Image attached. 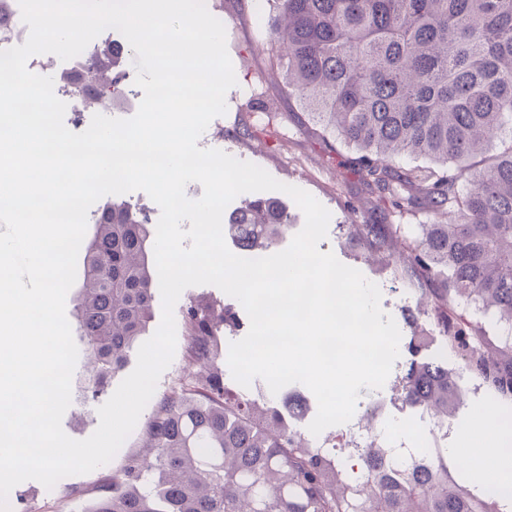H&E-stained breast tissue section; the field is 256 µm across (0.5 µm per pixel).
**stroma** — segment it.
Returning a JSON list of instances; mask_svg holds the SVG:
<instances>
[{"label":"stroma","mask_w":512,"mask_h":512,"mask_svg":"<svg viewBox=\"0 0 512 512\" xmlns=\"http://www.w3.org/2000/svg\"><path fill=\"white\" fill-rule=\"evenodd\" d=\"M256 1L259 0H205L208 11L225 27L237 84L226 94L223 128L207 127L201 145L254 163L276 180L309 192L325 206L331 218L328 234L319 244L320 251L333 252L342 263L358 269L376 283L381 290L383 311L393 317L402 338H409L412 329L404 313L415 307L418 293L410 278L402 274L408 264L406 251L395 241L385 257L365 261L361 247L350 239L345 226L354 220L362 224L387 222L402 225L404 236L411 237L418 225L425 223L426 216L393 210L373 186L359 177L351 162L352 150L325 133L303 112L297 99L289 95L267 44L273 0H260L264 3L260 10L255 7ZM422 356L427 360L447 359L464 395L463 403L448 420L447 430L427 428L422 422L423 410L407 408L397 400V379L410 361L405 349L401 350L383 388L360 389L351 424L371 426L376 434L391 435L411 448L419 442L428 448H447L449 471L456 479L467 482L471 475L459 456L470 448L468 437L476 410L490 409L499 417L500 445L507 448V457L512 460V402L493 399L474 376L462 369L460 361L448 358L443 338H434ZM85 375L84 362H77L72 402L62 419L64 432L74 439L87 438L96 430L98 407L120 383L119 377H111L106 393L91 399L84 395ZM224 384L243 398L283 409L288 406L289 395H299L305 410L300 416L288 417L287 422L302 434L317 413L314 395L299 383L289 384L275 394L260 378L246 388L228 374ZM153 410V405H146L135 429L108 464L87 474L62 478L50 490L35 480L20 483L28 512H88L111 484L113 474L121 470L126 457L142 451L145 424Z\"/></svg>","instance_id":"35a3bbf8"}]
</instances>
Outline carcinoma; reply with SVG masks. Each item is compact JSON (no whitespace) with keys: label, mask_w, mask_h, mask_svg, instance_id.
I'll return each instance as SVG.
<instances>
[{"label":"carcinoma","mask_w":512,"mask_h":512,"mask_svg":"<svg viewBox=\"0 0 512 512\" xmlns=\"http://www.w3.org/2000/svg\"><path fill=\"white\" fill-rule=\"evenodd\" d=\"M268 43L289 94L355 151L363 180L399 209L447 217L405 240L417 312L495 399L512 401V0H275ZM84 70L101 93L83 103L117 106L115 46L98 45ZM403 156L417 165H396ZM287 224L279 202L254 199L227 228L258 258ZM347 230L379 255L400 225ZM152 235L143 210L108 197L82 244L75 330L88 397L123 369L151 317ZM462 304L480 318L457 313ZM183 325L193 379L157 400L148 452L126 459L91 512H507L502 488L477 493L448 474L446 448L406 465L369 444L351 476L276 407L229 394L220 337L240 326L235 308L194 300ZM401 399L445 426L461 393L447 363L413 360Z\"/></svg>","instance_id":"cac0c4a2"}]
</instances>
